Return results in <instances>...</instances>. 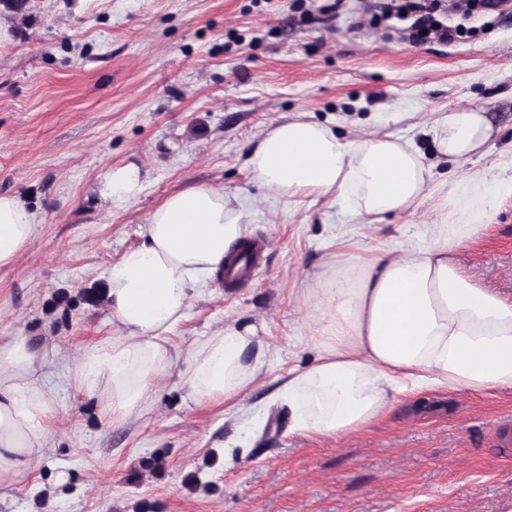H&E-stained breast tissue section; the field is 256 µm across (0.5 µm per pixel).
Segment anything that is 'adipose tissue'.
Listing matches in <instances>:
<instances>
[{"instance_id": "ef3b65f1", "label": "adipose tissue", "mask_w": 512, "mask_h": 512, "mask_svg": "<svg viewBox=\"0 0 512 512\" xmlns=\"http://www.w3.org/2000/svg\"><path fill=\"white\" fill-rule=\"evenodd\" d=\"M431 134L440 155L461 160L480 150L493 130L481 109L463 107L443 116ZM246 164L266 190L332 197L371 233L384 215L416 206L432 180L430 165L411 143L389 134L343 140L303 114L271 125ZM146 177L143 165L130 162L100 175L95 191L122 208L139 198ZM447 185L441 219L425 229L426 244L408 240L365 257L346 256V273L335 287L307 289L305 303L324 327L314 339L316 362L278 388L293 433L357 431L403 395L512 388V301L476 284L457 260L462 246L486 232L495 201L512 194V176L488 168ZM248 222L238 195L191 185L152 208L141 243L108 267L104 300L118 333L80 354L75 380L112 426L149 415L174 371L198 405L235 400L257 380L254 325L225 324L182 357L170 343L195 289L218 287ZM39 225L25 196L0 193V268L16 262ZM48 363L25 334L0 344V486L29 472L57 417L44 385Z\"/></svg>"}]
</instances>
